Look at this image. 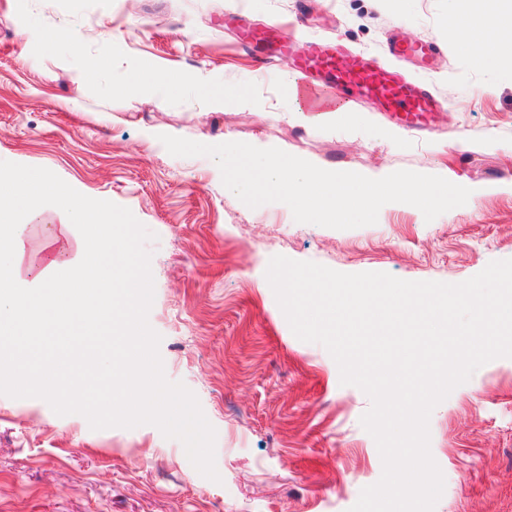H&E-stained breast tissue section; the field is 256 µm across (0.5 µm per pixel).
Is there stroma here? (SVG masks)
Wrapping results in <instances>:
<instances>
[{
    "label": "stroma",
    "instance_id": "stroma-1",
    "mask_svg": "<svg viewBox=\"0 0 512 512\" xmlns=\"http://www.w3.org/2000/svg\"><path fill=\"white\" fill-rule=\"evenodd\" d=\"M447 10L448 0H0V160L47 168L154 233L148 320L167 379L197 396L216 430L221 477L204 478L155 426L94 430L42 399L0 395V512H349L380 479L360 424L369 398L341 385L323 346L295 337L265 272L283 255L453 284L512 259V68L477 67L442 30ZM88 18L100 38L44 42L45 31L81 30ZM294 19L298 37L324 36L383 65L394 62L391 36L435 46L430 67L406 66L443 104L431 129L389 142L398 123L370 101L294 122L292 73H261L236 32ZM93 56L110 67L78 82ZM137 68L173 81L186 71L196 83L134 89ZM206 89L223 90V111H207ZM154 126L205 144L257 137L339 167L435 174L477 196L430 222L386 205L361 228L299 223L285 204L252 209L225 191L213 159L147 142ZM458 132L473 150H447ZM489 134L498 147L483 146ZM429 426L445 478L435 512H512V358L479 368Z\"/></svg>",
    "mask_w": 512,
    "mask_h": 512
}]
</instances>
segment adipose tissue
<instances>
[{"instance_id": "obj_1", "label": "adipose tissue", "mask_w": 512, "mask_h": 512, "mask_svg": "<svg viewBox=\"0 0 512 512\" xmlns=\"http://www.w3.org/2000/svg\"><path fill=\"white\" fill-rule=\"evenodd\" d=\"M484 0H448L446 31L473 50L474 62L493 67L503 62L512 47V0H491L494 15L482 10ZM59 207L60 221L43 227L39 248L22 254L0 250V351L12 356L17 381L27 384L33 370L44 373V387L53 395L67 391L70 369L62 358L46 360L51 344L82 336L87 354H94V336L85 332L91 310L105 307L118 317H131L141 298L130 294L115 303L122 286L115 275L118 257L109 232L112 216L70 196L68 191L36 174L0 176V239L17 242L18 230L39 214L44 201ZM71 223L83 225L81 242L67 234ZM33 272L40 288L21 292L16 281Z\"/></svg>"}]
</instances>
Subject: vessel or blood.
<instances>
[{"instance_id":"b4317fda","label":"vessel or blood","mask_w":512,"mask_h":512,"mask_svg":"<svg viewBox=\"0 0 512 512\" xmlns=\"http://www.w3.org/2000/svg\"><path fill=\"white\" fill-rule=\"evenodd\" d=\"M277 41L279 60L296 73V95L311 110L341 104L346 93L354 91L377 101L385 111L399 113L402 124L412 128L424 123L437 108L428 86L408 80L396 69L377 65L368 56H354L352 65L344 66L340 44L311 40L292 53L287 35H279Z\"/></svg>"}]
</instances>
